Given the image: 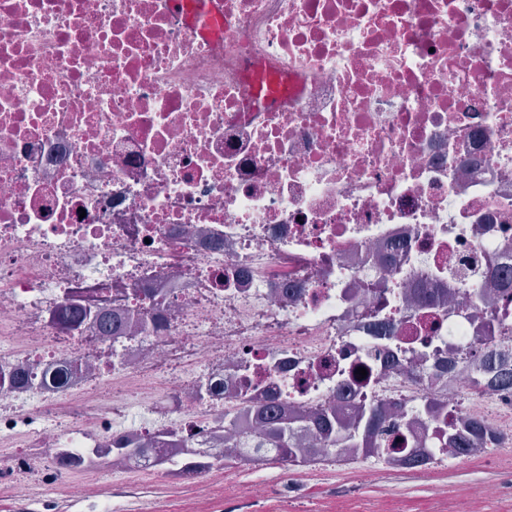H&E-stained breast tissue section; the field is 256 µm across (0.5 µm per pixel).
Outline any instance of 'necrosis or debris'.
Wrapping results in <instances>:
<instances>
[{"label":"necrosis or debris","instance_id":"obj_1","mask_svg":"<svg viewBox=\"0 0 512 512\" xmlns=\"http://www.w3.org/2000/svg\"><path fill=\"white\" fill-rule=\"evenodd\" d=\"M218 15L204 37L172 0H0V442L30 426L37 472L128 440L136 478L160 440L258 436L259 404L344 432L398 404L331 462L399 471L437 431L433 465L461 435L482 457L512 434L485 377L512 367V0ZM69 392L106 425L62 427Z\"/></svg>","mask_w":512,"mask_h":512}]
</instances>
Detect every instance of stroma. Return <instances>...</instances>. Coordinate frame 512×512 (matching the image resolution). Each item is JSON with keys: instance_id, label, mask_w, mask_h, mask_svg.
I'll use <instances>...</instances> for the list:
<instances>
[{"instance_id": "1", "label": "stroma", "mask_w": 512, "mask_h": 512, "mask_svg": "<svg viewBox=\"0 0 512 512\" xmlns=\"http://www.w3.org/2000/svg\"><path fill=\"white\" fill-rule=\"evenodd\" d=\"M0 445V512H512V467L504 449L458 457L427 471L394 472L368 459L344 468L241 463L184 478L166 467L128 478L111 460L95 468L46 469L23 484L16 449Z\"/></svg>"}]
</instances>
